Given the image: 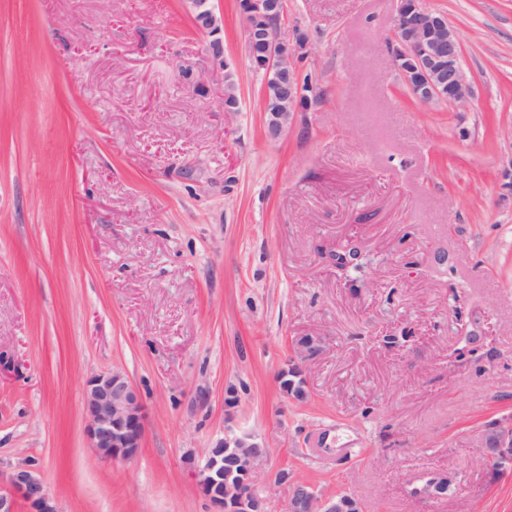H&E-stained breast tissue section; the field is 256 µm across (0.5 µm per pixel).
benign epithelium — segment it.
Here are the masks:
<instances>
[{"instance_id":"obj_1","label":"benign epithelium","mask_w":512,"mask_h":512,"mask_svg":"<svg viewBox=\"0 0 512 512\" xmlns=\"http://www.w3.org/2000/svg\"><path fill=\"white\" fill-rule=\"evenodd\" d=\"M191 2L199 9L204 29L219 31L208 2ZM284 13L285 0H245L242 7L248 56L264 71L262 112L272 138L288 128L294 112L308 100L310 88L297 67L298 59L310 51L306 34L295 29L283 37L265 35L268 25L281 21ZM388 50L405 84L422 102L461 105L470 98V84L458 66L460 42L444 13L425 8L419 0H399ZM444 61L448 62L446 92L437 79V65ZM83 410L89 447L101 459L130 460L138 455L145 434V406L123 370L92 376L84 387ZM479 444L484 448L483 462L494 456L504 465L512 463V422L485 425ZM267 460L265 442L253 433L218 440L197 464L199 488L212 512H265L264 499L253 494V488L265 474ZM19 501L26 512H59L43 481L26 467L0 479V512H16ZM347 502L345 496L323 498L307 482L294 479L284 512H345Z\"/></svg>"}]
</instances>
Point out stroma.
Returning a JSON list of instances; mask_svg holds the SVG:
<instances>
[{
  "mask_svg": "<svg viewBox=\"0 0 512 512\" xmlns=\"http://www.w3.org/2000/svg\"><path fill=\"white\" fill-rule=\"evenodd\" d=\"M423 2L465 105L405 85L396 0H286L314 91L272 139L239 0H210L215 35L189 0H0V471L60 512H211L196 461L253 432L267 512L293 478L360 512H512L478 443L512 416V0ZM112 368L146 406L130 461L86 440Z\"/></svg>",
  "mask_w": 512,
  "mask_h": 512,
  "instance_id": "1",
  "label": "stroma"
}]
</instances>
